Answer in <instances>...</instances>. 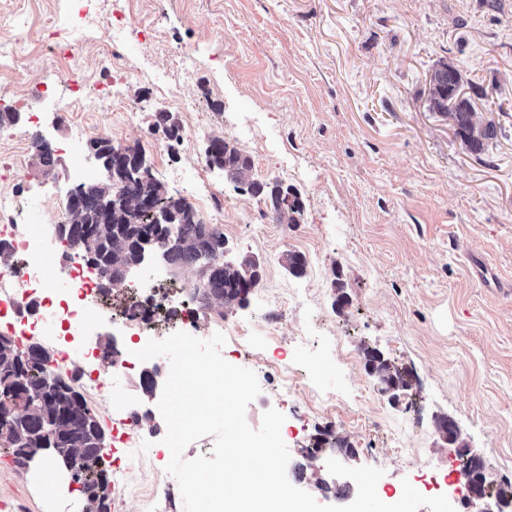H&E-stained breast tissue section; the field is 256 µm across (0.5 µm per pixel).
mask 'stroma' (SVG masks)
<instances>
[{
	"mask_svg": "<svg viewBox=\"0 0 512 512\" xmlns=\"http://www.w3.org/2000/svg\"><path fill=\"white\" fill-rule=\"evenodd\" d=\"M498 3L493 11L486 0H137L133 22L159 14L163 23L156 39L134 47V58L170 71L198 111L142 84L127 91L132 124L118 112L46 113L52 168L40 164L31 142L0 141V163L16 171L9 188L17 221L52 223L77 163L106 180L89 149L97 139L141 149L155 178L183 200L208 138L230 139L251 158L252 178L293 186L305 202L300 223L279 224L263 198L209 172L224 195L230 258L255 256L264 265L265 295L209 311L210 320L257 328L249 342L230 339L223 348L226 361L257 375L249 426L259 428L267 409L281 411L292 459L308 447V434H320L318 476L328 477L330 458L380 468L377 493L389 503L406 480L433 496V469H447L463 445L481 454L495 483L512 484V0ZM67 9L66 0H0V38L13 36L16 18L31 34L20 64L0 80L1 98L27 89L31 62L49 60L38 37ZM185 46L196 57L189 79L173 58ZM440 61L482 90L474 111L500 128L483 154L470 153L429 107V75ZM230 106L234 125L207 122ZM161 111L185 128L207 122L205 136L160 156ZM77 123L86 144L78 157L67 149ZM291 252L306 258L302 275L284 266ZM294 288L306 294L305 305L288 303ZM338 290L349 298L340 311ZM369 348L411 370L398 402L369 374ZM285 367L299 378L286 398L278 392ZM354 390L359 398H351ZM328 392L346 398L329 435L318 410ZM90 407L108 436L111 512H184L182 499L165 497L179 485L156 446L160 432L141 426L116 441L120 422L108 398ZM439 416L458 424V443L443 441ZM342 440L355 456L339 453ZM48 499L0 448V512H45Z\"/></svg>",
	"mask_w": 512,
	"mask_h": 512,
	"instance_id": "obj_1",
	"label": "stroma"
}]
</instances>
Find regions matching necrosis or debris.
<instances>
[{"instance_id":"necrosis-or-debris-1","label":"necrosis or debris","mask_w":512,"mask_h":512,"mask_svg":"<svg viewBox=\"0 0 512 512\" xmlns=\"http://www.w3.org/2000/svg\"><path fill=\"white\" fill-rule=\"evenodd\" d=\"M96 0H86L81 20L63 24L50 33L51 48L57 59L71 58L76 47L94 45L100 49V62L109 79L88 83L79 68L64 67L37 71L31 78L32 94H19L11 99L15 109L26 111L27 122L21 131L8 133V140H36L42 135L36 104L58 106L59 90H66L82 112H121L126 122H134L129 112L126 89L131 85L148 84L157 93L171 97L187 112L195 111L193 96L183 94L171 82L167 71L146 62L132 60L128 46L156 38L155 24L136 25L131 21L133 0H110L105 16L95 14ZM15 198L0 193V244L6 245L15 261L0 268V284L14 283L13 291L0 295V324L11 328L18 345L24 346L35 336H69L88 327V299L101 292L98 279L90 277L80 259H73L65 290H58L44 275L47 265L54 262L63 240L47 235L45 226L20 227L15 220ZM158 272L145 274L139 287L122 288L121 293L132 306L144 305L197 326L199 311L187 304L175 303L167 297L142 296L145 288L154 287Z\"/></svg>"}]
</instances>
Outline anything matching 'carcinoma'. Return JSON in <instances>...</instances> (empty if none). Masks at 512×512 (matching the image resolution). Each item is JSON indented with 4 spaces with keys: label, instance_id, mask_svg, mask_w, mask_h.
I'll list each match as a JSON object with an SVG mask.
<instances>
[{
    "label": "carcinoma",
    "instance_id": "1",
    "mask_svg": "<svg viewBox=\"0 0 512 512\" xmlns=\"http://www.w3.org/2000/svg\"><path fill=\"white\" fill-rule=\"evenodd\" d=\"M435 87L430 90V108L444 116L448 115L450 94L454 87L464 84V78L456 68L440 62L432 70ZM471 98L456 104L453 118L456 134L473 153L484 151L485 146L498 137V127L489 122L481 131L471 129L473 113ZM156 126L164 129L171 142H180L181 125L175 123L170 112L157 113ZM103 153V160L115 168V180L108 183H95L79 187L78 202L82 220L59 225L58 237L67 241L71 253L87 259L96 256L106 262L111 269L109 277L102 279V288L125 279L131 269L143 260L141 241L146 237L161 239L169 232L165 224L153 226L143 222L142 216L109 212L104 204L118 191H129L145 199L161 200L169 208L175 228L171 235L184 245H168L162 257L171 268L196 267L201 275L204 296L219 300L226 305L236 297L234 285L243 272L241 265H230L222 261L207 262V257L224 252V232L212 224H205L196 211L181 199L164 194L162 184L150 180L144 184L129 185L121 174L123 148L112 144L108 138L95 142ZM127 152L131 148L123 149ZM208 164L224 170V176L234 183L240 182L242 173L251 170L249 157L229 140L213 138L205 150ZM248 190L265 198L270 209L293 190L278 181H254ZM366 366L373 368L386 383L398 389L407 386L405 375L388 360L379 357L375 351L366 349ZM43 355L31 345L20 349L10 336L0 335V447L21 448L28 439L37 444L46 443L55 449L56 456L69 457L76 448L81 449L76 467L80 472L81 488L87 495L89 512H110V503L100 493L101 485L107 483L103 469V425L85 398L71 393L70 378H64L62 392L50 396L45 392L46 379L39 367ZM26 397L34 404V409L24 417L15 414L10 401Z\"/></svg>",
    "mask_w": 512,
    "mask_h": 512
}]
</instances>
